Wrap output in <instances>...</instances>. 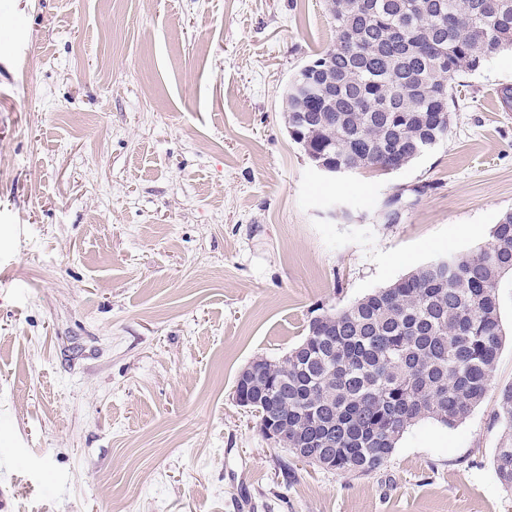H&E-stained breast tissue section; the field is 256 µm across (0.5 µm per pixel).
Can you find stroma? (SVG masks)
Returning <instances> with one entry per match:
<instances>
[{"label": "stroma", "instance_id": "stroma-1", "mask_svg": "<svg viewBox=\"0 0 512 512\" xmlns=\"http://www.w3.org/2000/svg\"><path fill=\"white\" fill-rule=\"evenodd\" d=\"M1 17L0 512H512L493 469L511 278L481 404L410 427L375 472L302 462L233 397L324 310L489 241L512 210L511 50L452 79L435 148L330 176L282 110L336 39L324 0H0Z\"/></svg>", "mask_w": 512, "mask_h": 512}]
</instances>
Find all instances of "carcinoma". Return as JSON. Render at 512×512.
I'll return each instance as SVG.
<instances>
[{
  "mask_svg": "<svg viewBox=\"0 0 512 512\" xmlns=\"http://www.w3.org/2000/svg\"><path fill=\"white\" fill-rule=\"evenodd\" d=\"M336 43L302 66L284 92L288 132L315 162L390 172L439 144L449 127L450 80L512 49V0H326ZM431 261L353 304L312 319L259 386L237 403L256 424L280 387L290 436L320 439L332 469L371 473L411 426L453 427L490 386L502 346L498 289L512 275V211L491 242ZM247 398H242L243 393ZM502 430L493 467L512 495V385L498 393Z\"/></svg>",
  "mask_w": 512,
  "mask_h": 512,
  "instance_id": "cac0c4a2",
  "label": "carcinoma"
}]
</instances>
